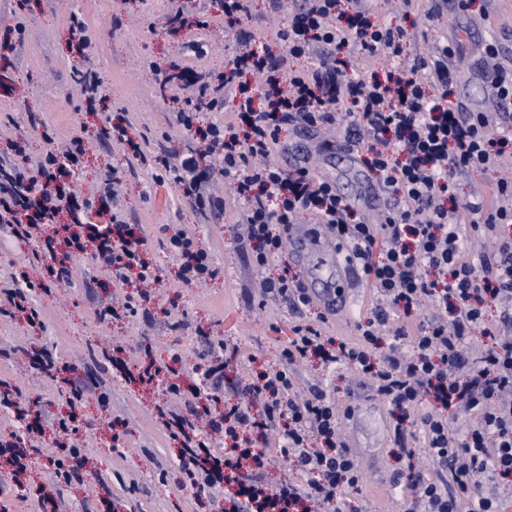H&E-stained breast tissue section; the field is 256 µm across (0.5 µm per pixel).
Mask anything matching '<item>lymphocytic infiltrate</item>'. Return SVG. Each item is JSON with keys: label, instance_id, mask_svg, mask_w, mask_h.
<instances>
[{"label": "lymphocytic infiltrate", "instance_id": "lymphocytic-infiltrate-1", "mask_svg": "<svg viewBox=\"0 0 512 512\" xmlns=\"http://www.w3.org/2000/svg\"><path fill=\"white\" fill-rule=\"evenodd\" d=\"M279 38L284 49L274 54L241 35V47L223 73L201 81L175 121L209 140L211 155L243 202L241 222L254 244L251 265L262 276L264 297L297 310L310 306L311 295L295 277L264 274L284 251V229L306 216L328 225L337 241L352 249L384 303L359 324V346L323 336L312 324H295L280 369L258 375L248 398L235 403L222 400L220 363L208 365L186 392L167 366L143 364L126 377L145 387L164 384L168 395L183 398L184 412L171 414L167 427L182 445L187 482L200 492L219 482L236 488L228 512H305L311 501L342 512L344 495L361 487L363 474L341 439V417L329 389L310 386L302 399L291 393L289 368L310 354L326 368L347 366L371 380L397 415L399 448L407 446L409 412L418 409L416 424L440 472L408 476L410 512H505L512 502V238L499 230L512 223V210L480 196L461 206L445 203L455 175L495 167L512 143L493 136L512 122L506 111L512 78L495 63L499 49L487 44L488 62L480 71L500 109L470 112L453 101L450 63L460 41L436 43L428 55L384 74H365L357 62L380 53L400 57L405 33L372 21L367 11L346 12L341 0H310ZM308 56L312 64L298 67ZM229 100L237 104L238 127L202 120V113L223 111ZM287 121L307 129L340 121L365 144L361 163L387 196L384 223L358 218L335 182L307 166L287 169L271 162ZM45 144L35 175L11 158L0 160V224L17 232L23 211H31L33 222L53 226L67 214L75 230L64 239L65 251L46 244L40 257L46 269L67 277L70 260L84 252L86 242L96 243L95 255L111 267L113 281L127 283L134 269L140 285L138 302L109 308L107 316L149 318L146 289L158 274L142 257L145 236L131 229L100 236L87 220L94 200L78 203L76 185L66 177L77 156L59 151L53 137ZM173 170L179 196L194 209H223V200L206 188L195 151L179 155ZM484 237L495 238V249L469 259L465 242ZM165 247L179 259L183 283L217 276L207 250L187 232L176 231ZM488 296L500 311L495 330L485 325L482 302ZM424 304L431 316L392 324V314L408 315ZM476 329L487 346L472 359L464 349ZM452 412L471 421L463 436L448 427ZM272 432L280 458L298 475L275 487L263 476L272 462L265 449ZM217 436L231 442L220 455L211 451Z\"/></svg>", "mask_w": 512, "mask_h": 512}]
</instances>
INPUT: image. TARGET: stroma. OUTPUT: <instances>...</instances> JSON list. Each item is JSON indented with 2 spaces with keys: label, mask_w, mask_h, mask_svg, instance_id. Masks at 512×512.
Listing matches in <instances>:
<instances>
[{
  "label": "stroma",
  "mask_w": 512,
  "mask_h": 512,
  "mask_svg": "<svg viewBox=\"0 0 512 512\" xmlns=\"http://www.w3.org/2000/svg\"><path fill=\"white\" fill-rule=\"evenodd\" d=\"M197 5L198 13L187 15L180 34L172 36L168 18L173 0H28L19 13L14 0H0V42L18 43L9 79L0 84V157L9 155L10 141L19 138L26 157L36 160L45 148L41 133L49 131L62 145L82 150L76 182L86 197L94 199L104 186L105 172L113 167L122 170L125 185L116 211L125 223L144 231L148 256L159 271L152 286L150 320L102 321L97 316L99 306L121 288L99 259L89 253L76 257L70 283L59 285L50 282L35 257L37 238L25 241L0 230V290L9 287L14 275L47 285L35 297L42 326L0 318V383L37 400L45 421L69 409L64 377L75 374L89 385L78 404L87 477L78 484L54 485L50 461L62 449L54 433L45 431L23 478L31 492L24 499L11 498L10 512H41L36 493L40 487L63 498L66 512H224L223 488L198 495L187 486L178 443L168 438L156 411L161 389L113 379L107 401H100L93 387L103 375L98 356L120 347L134 363L175 362L190 380L210 353L206 335L214 334L237 346L239 354L256 358L258 364L275 365L296 320L322 322L327 335L353 343L358 339L359 321L375 305L372 289L358 284L352 290L351 310L335 316L325 315L316 304L300 315L283 303L259 307L260 278L249 263L246 247L233 240L232 227L244 205L220 169L211 172V184L224 198L220 211L199 213L181 200L172 182L155 183L163 158L201 146L199 140L172 127L181 102L175 94L160 93L158 77L172 60L207 77L218 75L235 52L236 35L225 32L218 0H197ZM304 5L305 0H280L274 8L270 0H251L253 19L245 28L252 39L279 51V30L289 12ZM369 6L375 20L409 31L407 55L425 52L444 34L461 39L462 51L454 60L456 98L473 111H485L492 102L478 71L486 44H497L499 60L512 74V0H472L466 11L458 9L457 0H446L441 11L428 18L405 14L396 0H369ZM202 15L209 21L204 29L197 25ZM76 20L84 23L88 37L78 54L71 49ZM19 25L25 29L21 40L15 32ZM80 62L101 80L92 112L87 111L85 97L73 80V67ZM115 115L142 133L144 160L132 158L119 144L100 137V129ZM280 140L283 147L275 152L278 164L288 168L301 160L308 162L320 175L334 179L368 222H381L382 207L363 203L365 196L378 192L379 182L360 165L363 148L347 142L343 126L315 132L288 122L282 126ZM327 140L332 143L328 149L323 146ZM504 180L512 182V153L501 166L457 176L455 191L462 201L476 193L490 198ZM180 228L199 239L214 264L223 267V274L190 285L177 278L178 262L164 242ZM178 319L182 328L169 330V323ZM18 346L28 353L52 349L62 381L39 374L28 353L12 356ZM291 378L298 390L324 382L338 407L352 409L342 429L364 482L360 491L349 493L348 512H406L408 492L394 480L412 465L431 471L421 432L409 436L415 454L406 457L393 439L390 406L379 399L368 378L353 370L331 371L302 362L294 365Z\"/></svg>",
  "instance_id": "35a3bbf8"
}]
</instances>
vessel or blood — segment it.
Segmentation results:
<instances>
[{
    "instance_id": "obj_1",
    "label": "vessel or blood",
    "mask_w": 512,
    "mask_h": 512,
    "mask_svg": "<svg viewBox=\"0 0 512 512\" xmlns=\"http://www.w3.org/2000/svg\"><path fill=\"white\" fill-rule=\"evenodd\" d=\"M291 235L300 242L295 254L299 262L310 270L325 269L336 276L335 284L321 285L313 290V297L327 311L338 313L346 310L348 300L339 285L349 277L350 267L327 228L320 224H297L292 226Z\"/></svg>"
}]
</instances>
